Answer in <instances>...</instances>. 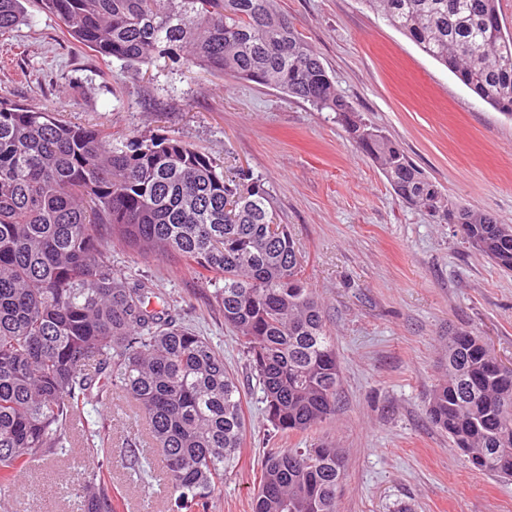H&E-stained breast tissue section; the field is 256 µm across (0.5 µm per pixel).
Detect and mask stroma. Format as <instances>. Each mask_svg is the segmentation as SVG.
<instances>
[{
	"label": "stroma",
	"instance_id": "35a3bbf8",
	"mask_svg": "<svg viewBox=\"0 0 512 512\" xmlns=\"http://www.w3.org/2000/svg\"><path fill=\"white\" fill-rule=\"evenodd\" d=\"M338 92L399 144L454 202L512 224V121L370 11L362 0H278ZM27 22L0 41V96L60 118L148 140L189 142L225 173L261 180L278 223L304 255L341 366L336 414L302 435L270 427L239 342L206 285L173 256L132 252L100 229L114 271L148 281L166 308L224 357L245 397L238 467L210 512H252L274 448L340 449L338 512H512V479L474 469L426 415L448 364V332L466 327L512 361V272L465 243L453 225L400 202L333 113L279 89L158 59L131 77L121 61L74 48L59 20L26 0ZM137 445L152 476L122 462ZM109 447L105 463L87 457ZM102 469L124 512H167L163 463L120 394L84 409L67 456L32 463L12 512H72L70 490Z\"/></svg>",
	"mask_w": 512,
	"mask_h": 512
}]
</instances>
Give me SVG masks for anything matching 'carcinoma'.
Here are the masks:
<instances>
[{"label": "carcinoma", "instance_id": "carcinoma-1", "mask_svg": "<svg viewBox=\"0 0 512 512\" xmlns=\"http://www.w3.org/2000/svg\"><path fill=\"white\" fill-rule=\"evenodd\" d=\"M483 102L512 119V31L499 0H363ZM74 44L136 75L159 58L271 85L336 113L403 202L455 224L512 271V225L449 201L405 151L336 90L276 0H41ZM25 20L0 0V36ZM268 192L191 144L67 123L0 96V495L31 463L67 452L84 407L120 390L166 469L168 512H208L240 460L243 394L210 341L152 306L141 279L112 270L98 228L133 250L179 255L204 281L258 379L266 420L303 434L336 413L340 361L306 286L288 226L273 236ZM465 328L448 332L431 422L476 470L512 477V369ZM335 448H278L254 512H337ZM93 471L81 512H120Z\"/></svg>", "mask_w": 512, "mask_h": 512}]
</instances>
